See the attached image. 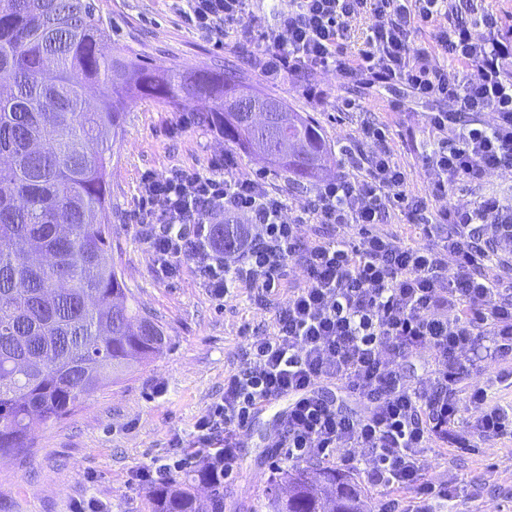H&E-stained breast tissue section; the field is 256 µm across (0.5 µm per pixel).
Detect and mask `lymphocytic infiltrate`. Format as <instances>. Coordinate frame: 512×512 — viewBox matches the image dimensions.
<instances>
[{"label": "lymphocytic infiltrate", "instance_id": "lymphocytic-infiltrate-1", "mask_svg": "<svg viewBox=\"0 0 512 512\" xmlns=\"http://www.w3.org/2000/svg\"><path fill=\"white\" fill-rule=\"evenodd\" d=\"M199 31L264 44L267 75L334 70L391 96L399 112L435 102L420 153L435 173L431 195L444 199L455 180L483 181L490 170L512 169V30L501 17L454 18L452 0H293L282 32L265 30L254 0H175ZM371 19L368 47L357 57L339 48L352 20ZM429 34L418 45V32ZM448 59L439 66L435 56ZM475 67L463 78L459 70ZM492 111L493 122L480 118ZM372 151L344 149L349 174L323 184L313 200L286 219L288 200L263 177L229 176L232 156L208 172L176 168L141 179L136 222L161 271L191 256L218 298L246 288L278 307L277 331L251 337L242 367L224 381V399L199 419L201 444L224 438V474L237 472V432L262 404L288 398L270 441L288 459L340 456L368 483L411 491V501L381 512H432L452 500L451 486L424 480L421 454L447 441L462 401L482 411L479 436H512V405L488 404L486 387L461 397L468 367L503 362L512 354V203L488 198L466 207L434 209L408 198L386 131L362 129ZM242 219L250 232L226 255L208 245L205 219ZM419 226L422 243L403 245L370 232L391 211ZM357 226L359 241L304 243L303 224ZM302 266L303 286L284 289L287 260ZM418 357L423 377L410 381L403 364ZM329 383L353 399L344 411L319 394Z\"/></svg>", "mask_w": 512, "mask_h": 512}]
</instances>
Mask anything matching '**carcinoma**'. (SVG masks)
Returning <instances> with one entry per match:
<instances>
[{
    "mask_svg": "<svg viewBox=\"0 0 512 512\" xmlns=\"http://www.w3.org/2000/svg\"><path fill=\"white\" fill-rule=\"evenodd\" d=\"M2 72L10 82L0 81V456H20L37 431L167 345L108 261V175L131 98L171 106L203 98L225 140L266 153L261 129L230 106L245 91L240 74L142 65L112 44L93 0H0ZM88 83L99 90L94 108L86 106ZM280 105L288 121L278 136L292 150L268 162L297 185L323 177L332 151L316 121ZM209 231L231 253L244 225ZM315 469L316 477L307 466L274 477L268 512H369L353 477ZM150 497L153 512H224V475L202 465Z\"/></svg>",
    "mask_w": 512,
    "mask_h": 512,
    "instance_id": "1",
    "label": "carcinoma"
}]
</instances>
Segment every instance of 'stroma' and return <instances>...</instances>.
Returning a JSON list of instances; mask_svg holds the SVG:
<instances>
[{
    "label": "stroma",
    "mask_w": 512,
    "mask_h": 512,
    "mask_svg": "<svg viewBox=\"0 0 512 512\" xmlns=\"http://www.w3.org/2000/svg\"><path fill=\"white\" fill-rule=\"evenodd\" d=\"M112 23V42L137 53L142 64L184 70H211L236 64L246 83L311 115L332 148L357 143L363 124L386 129L389 146L407 174L409 195L430 200L432 172L424 169L412 141L426 140L424 105L391 111L388 96L336 74L312 71L301 77L267 79L255 65L263 47L195 30L173 0H94ZM320 96L311 97L308 84ZM356 107L345 110L346 101ZM205 102L189 99L169 107L152 98L133 101L123 115V134L113 148L108 177L111 207L104 219L112 226L109 256L140 306L166 327L168 343L158 357L119 383L86 397L73 414L36 435L26 458L0 457V512H72L77 502H96L102 512H152L148 485L140 469L198 461L201 445L196 423L224 397V380L243 363L249 337L272 331L278 309L257 302L247 290L216 299L199 279L191 258L162 273L155 255L143 244L132 218L141 177L166 175L173 168L208 170L212 159L232 154V174H265L270 188L298 207L315 183L293 186L222 134L203 124ZM189 125H182V118ZM486 196L512 200V169L494 172L472 185L459 181L447 202L466 206ZM287 399L252 416L241 435L239 471L224 482V512H266L265 496L274 471L268 444L279 427ZM478 412L463 408L454 427L456 443L431 448L422 473L434 484H451L457 497L453 512H512V438L474 435Z\"/></svg>",
    "instance_id": "stroma-1"
}]
</instances>
